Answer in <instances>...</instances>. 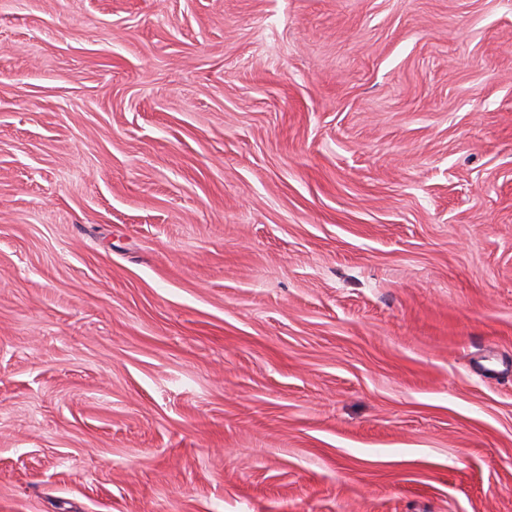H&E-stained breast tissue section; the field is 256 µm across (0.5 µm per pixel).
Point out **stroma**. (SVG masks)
I'll list each match as a JSON object with an SVG mask.
<instances>
[{"label":"stroma","instance_id":"1","mask_svg":"<svg viewBox=\"0 0 512 512\" xmlns=\"http://www.w3.org/2000/svg\"><path fill=\"white\" fill-rule=\"evenodd\" d=\"M0 512H512V0H0Z\"/></svg>","mask_w":512,"mask_h":512}]
</instances>
